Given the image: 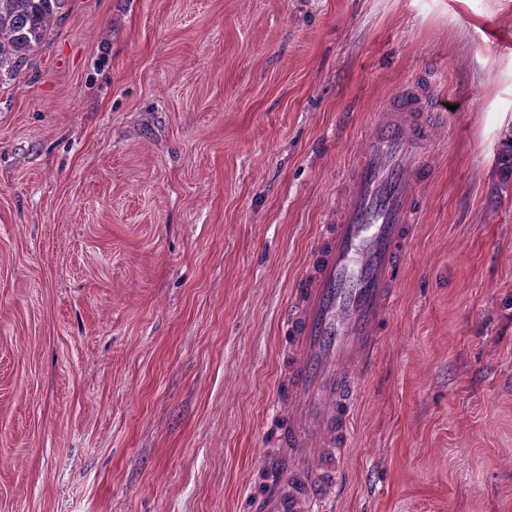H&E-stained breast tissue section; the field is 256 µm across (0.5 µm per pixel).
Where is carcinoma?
Returning <instances> with one entry per match:
<instances>
[{
  "instance_id": "carcinoma-1",
  "label": "carcinoma",
  "mask_w": 512,
  "mask_h": 512,
  "mask_svg": "<svg viewBox=\"0 0 512 512\" xmlns=\"http://www.w3.org/2000/svg\"><path fill=\"white\" fill-rule=\"evenodd\" d=\"M64 0H0V76L16 74L45 38ZM499 163L512 175V133L504 136Z\"/></svg>"
}]
</instances>
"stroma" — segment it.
<instances>
[{
	"instance_id": "35a3bbf8",
	"label": "stroma",
	"mask_w": 512,
	"mask_h": 512,
	"mask_svg": "<svg viewBox=\"0 0 512 512\" xmlns=\"http://www.w3.org/2000/svg\"><path fill=\"white\" fill-rule=\"evenodd\" d=\"M411 86L421 222L314 512H512V0H66L0 79V512H252L291 289Z\"/></svg>"
}]
</instances>
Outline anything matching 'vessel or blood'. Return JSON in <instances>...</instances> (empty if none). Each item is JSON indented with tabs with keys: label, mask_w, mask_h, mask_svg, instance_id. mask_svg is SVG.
Wrapping results in <instances>:
<instances>
[{
	"label": "vessel or blood",
	"mask_w": 512,
	"mask_h": 512,
	"mask_svg": "<svg viewBox=\"0 0 512 512\" xmlns=\"http://www.w3.org/2000/svg\"><path fill=\"white\" fill-rule=\"evenodd\" d=\"M429 118L418 91L401 94L381 115L295 284L283 317L278 412L261 462L267 488L257 512H313L336 490L378 330L420 222L416 187L428 172Z\"/></svg>",
	"instance_id": "obj_1"
}]
</instances>
